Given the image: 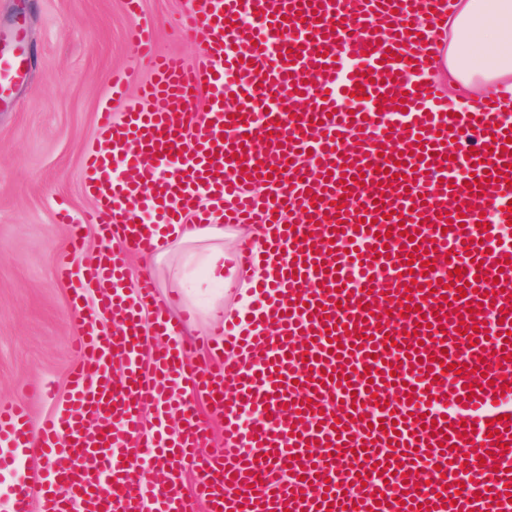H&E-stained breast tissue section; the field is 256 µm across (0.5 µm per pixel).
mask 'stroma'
<instances>
[{
	"label": "stroma",
	"mask_w": 512,
	"mask_h": 512,
	"mask_svg": "<svg viewBox=\"0 0 512 512\" xmlns=\"http://www.w3.org/2000/svg\"><path fill=\"white\" fill-rule=\"evenodd\" d=\"M186 0H142L132 16L124 0H0V49L30 58L26 79L0 99V400L28 404L32 429H39L66 392L76 360L71 345L79 320L71 291L55 274V260L68 248V230L56 221L57 201L73 214L93 207L82 188L88 148L98 140L97 114L111 74L136 70L147 78V62L132 58L127 36L136 26H156L160 51L193 62L204 39L188 42L177 33ZM26 32L17 42V29ZM250 225L224 230V291L213 295L193 284L196 256L206 243L172 247L163 255H128L131 279L156 281L168 310L187 315L183 333L213 336L220 323L213 310L238 314L251 280L235 250L249 237ZM47 383L52 393L37 392ZM13 468L0 472V512L13 481L37 485L53 462L34 453H16Z\"/></svg>",
	"instance_id": "obj_1"
}]
</instances>
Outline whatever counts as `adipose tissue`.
Masks as SVG:
<instances>
[{"instance_id":"adipose-tissue-1","label":"adipose tissue","mask_w":512,"mask_h":512,"mask_svg":"<svg viewBox=\"0 0 512 512\" xmlns=\"http://www.w3.org/2000/svg\"><path fill=\"white\" fill-rule=\"evenodd\" d=\"M448 26L451 39L444 62L449 75L473 90L495 83L512 92V0H453ZM159 232L169 243L210 242V249L196 259L194 273L197 280L223 287L221 225L164 224Z\"/></svg>"}]
</instances>
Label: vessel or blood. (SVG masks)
<instances>
[{
    "label": "vessel or blood",
    "instance_id": "vessel-or-blood-1",
    "mask_svg": "<svg viewBox=\"0 0 512 512\" xmlns=\"http://www.w3.org/2000/svg\"><path fill=\"white\" fill-rule=\"evenodd\" d=\"M188 4L201 52L132 31L151 75L133 99L112 77L82 169L95 207L59 212L69 391L36 438L0 402V444L58 462L40 512H512V113L494 87L449 111L429 80L450 0ZM27 68L0 53V93ZM184 223L256 226L238 262L271 275L248 290L262 321L225 318L196 362L153 280L125 284L154 227ZM201 397L224 418L204 459ZM183 462L194 492L140 478Z\"/></svg>",
    "mask_w": 512,
    "mask_h": 512
}]
</instances>
